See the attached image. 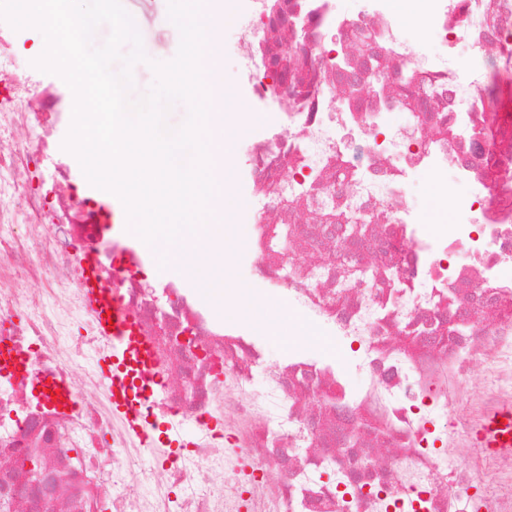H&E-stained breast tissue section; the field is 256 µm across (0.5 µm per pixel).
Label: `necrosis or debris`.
<instances>
[{
  "mask_svg": "<svg viewBox=\"0 0 512 512\" xmlns=\"http://www.w3.org/2000/svg\"><path fill=\"white\" fill-rule=\"evenodd\" d=\"M357 2L254 0L237 37L276 128L251 142L260 219L232 260L259 274L260 301L342 338L338 358L301 340L271 361L253 325L214 319L178 281L150 285L54 161L68 109L0 30V512H38L16 489L31 454L54 512H512V455L474 436L512 401V0H417L423 43L392 0ZM426 100L428 121L393 126ZM425 176L420 210L409 189ZM88 274L158 364L155 382L131 368L132 396L196 427L173 458L133 450L89 365L104 343Z\"/></svg>",
  "mask_w": 512,
  "mask_h": 512,
  "instance_id": "4bbe7bcc",
  "label": "necrosis or debris"
}]
</instances>
